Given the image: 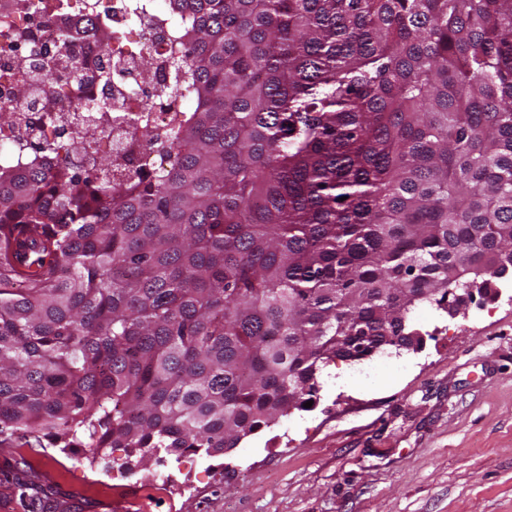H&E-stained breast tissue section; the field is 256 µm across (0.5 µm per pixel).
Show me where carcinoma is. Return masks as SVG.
Listing matches in <instances>:
<instances>
[{
	"mask_svg": "<svg viewBox=\"0 0 512 512\" xmlns=\"http://www.w3.org/2000/svg\"><path fill=\"white\" fill-rule=\"evenodd\" d=\"M14 6L86 9L99 84H128L112 0ZM142 7L168 37L139 70L163 57L179 108L134 133L165 169L118 181L84 122L33 150L0 117V447L221 457L512 281V0Z\"/></svg>",
	"mask_w": 512,
	"mask_h": 512,
	"instance_id": "carcinoma-1",
	"label": "carcinoma"
}]
</instances>
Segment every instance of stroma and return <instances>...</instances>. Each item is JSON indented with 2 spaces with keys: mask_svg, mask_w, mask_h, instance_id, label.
Returning a JSON list of instances; mask_svg holds the SVG:
<instances>
[{
  "mask_svg": "<svg viewBox=\"0 0 512 512\" xmlns=\"http://www.w3.org/2000/svg\"><path fill=\"white\" fill-rule=\"evenodd\" d=\"M453 320L423 316L419 352L337 362L317 403L220 458L126 463L0 447V507L25 470L63 512H512V282Z\"/></svg>",
  "mask_w": 512,
  "mask_h": 512,
  "instance_id": "1",
  "label": "stroma"
}]
</instances>
